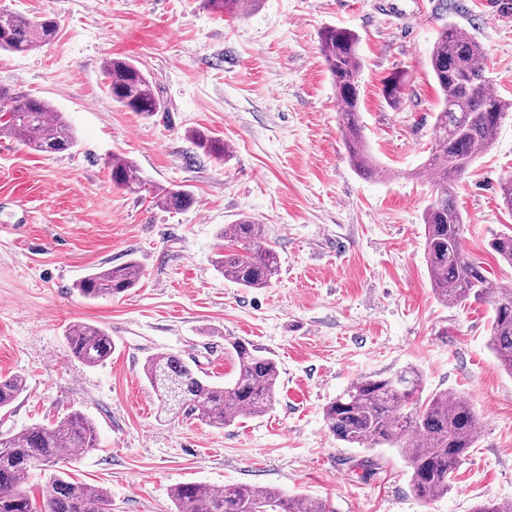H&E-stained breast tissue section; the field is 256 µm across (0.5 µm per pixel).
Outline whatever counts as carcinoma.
<instances>
[{
  "label": "carcinoma",
  "instance_id": "cac0c4a2",
  "mask_svg": "<svg viewBox=\"0 0 512 512\" xmlns=\"http://www.w3.org/2000/svg\"><path fill=\"white\" fill-rule=\"evenodd\" d=\"M215 12L244 15L257 0H203ZM57 23L48 15H25L0 8V52L27 53L50 45ZM359 36L350 29L328 26L319 33V50L340 104V125L352 161L365 175L375 173L364 148L359 123L360 77L363 60ZM429 66L442 94V107L433 126L432 151L422 170L435 191L423 216L425 258L433 291L448 306L485 301L492 305L489 345L503 370L512 375V283L492 285L481 262L463 247L464 218L455 206L454 190L477 158L492 145L500 123L495 115L512 112V102L488 90L486 53L455 25L439 31ZM102 70L112 100L145 117L162 106L144 71L132 61L109 57ZM405 76L393 73L383 84L385 102L402 101ZM22 141L46 155L66 152L76 143L63 113L43 99L0 86V136ZM189 139L217 163L230 157L224 139L207 129H192ZM113 185L130 193L148 190L137 165L126 157L108 162ZM155 205L184 211L195 203L183 185L152 193ZM222 238L232 242L217 260V270L244 288H266L278 274L280 258L267 242L264 225L249 219L224 226ZM490 250L498 261L512 267V233L493 235ZM143 275L141 265L124 264L96 269L76 284L88 299L117 296L134 287ZM69 352L88 367L104 364L111 356L112 337L91 324L76 322L65 333ZM229 346L237 372L227 383H214L199 375L179 353L148 357L143 365L159 405L183 412L222 428L241 416L258 417L272 406L279 386L276 362L245 340ZM24 380L0 377V409L10 406L24 391ZM423 379L415 368L389 377H365L352 382L329 401L323 415L330 432L355 448L390 445L403 449L415 494L433 500L448 494L452 475L478 441L481 420L470 401L450 399L444 393L422 397ZM94 426L75 412L53 426H30L0 435V512H112V498L101 487L71 480L59 464L97 447ZM51 474L41 498L31 495L27 480L33 469ZM173 512H329L326 505L304 495L287 496L277 490L226 486L215 490L199 483H184L171 491Z\"/></svg>",
  "mask_w": 512,
  "mask_h": 512
}]
</instances>
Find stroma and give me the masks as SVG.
<instances>
[{"label": "stroma", "mask_w": 512, "mask_h": 512, "mask_svg": "<svg viewBox=\"0 0 512 512\" xmlns=\"http://www.w3.org/2000/svg\"><path fill=\"white\" fill-rule=\"evenodd\" d=\"M59 23L55 41L0 54V85L51 102L76 146L46 156L0 137V374L26 388L0 411V432L58 423L74 411L99 446L71 460L74 480L106 487L112 512H171L172 488L243 484L302 494L331 512H472L512 501V376L488 343L492 307L447 306L424 254L431 188L419 170L439 107L428 58L454 23L488 55L491 90L512 99V15L496 0H263L245 16L201 0H0ZM360 37L362 134L377 175L346 149L319 32ZM125 57L147 73L164 109L144 118L115 104L102 63ZM404 73L399 108L383 83ZM205 128L230 144L216 165L186 136ZM131 159L153 186H186L188 210L113 186L108 161ZM512 172V119L460 180L464 245L492 282L512 267L489 251L512 227L501 178ZM263 224L280 255L266 288L224 279L215 262L225 225ZM139 262L129 291L96 300L76 283L97 268ZM75 322L99 326L115 349L91 368L67 350ZM275 359L272 409L224 428L161 410L143 374L152 354L176 352L221 383L237 365L228 341ZM420 371L425 393L467 397L481 437L447 497L412 492L399 449L336 439L324 406L353 381Z\"/></svg>", "instance_id": "stroma-1"}]
</instances>
